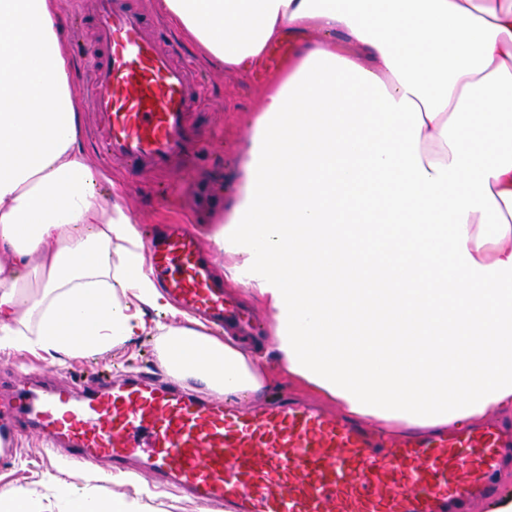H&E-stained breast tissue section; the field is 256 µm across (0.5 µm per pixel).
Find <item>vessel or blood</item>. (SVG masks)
I'll use <instances>...</instances> for the list:
<instances>
[{"label": "vessel or blood", "instance_id": "vessel-or-blood-1", "mask_svg": "<svg viewBox=\"0 0 512 512\" xmlns=\"http://www.w3.org/2000/svg\"><path fill=\"white\" fill-rule=\"evenodd\" d=\"M91 16L103 52L87 103L102 155L132 173L191 168L202 141L196 72L128 0H94ZM146 253L167 295L203 324L250 323L187 226L150 239ZM32 426L73 464L139 466L221 512H468L512 457L494 425L393 440L306 403L246 410L149 375L93 374L0 401V442Z\"/></svg>", "mask_w": 512, "mask_h": 512}]
</instances>
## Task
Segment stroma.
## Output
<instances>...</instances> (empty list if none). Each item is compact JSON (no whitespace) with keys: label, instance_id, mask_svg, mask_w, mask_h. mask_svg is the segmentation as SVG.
Returning a JSON list of instances; mask_svg holds the SVG:
<instances>
[{"label":"stroma","instance_id":"stroma-1","mask_svg":"<svg viewBox=\"0 0 512 512\" xmlns=\"http://www.w3.org/2000/svg\"><path fill=\"white\" fill-rule=\"evenodd\" d=\"M90 2L63 0L61 5L65 49L83 92L91 85L85 61L97 49L87 25ZM176 41L183 59L196 69L203 82L201 109L205 123L199 164L187 170L138 175L106 167L93 137V117L88 111L82 114L80 145L97 175L100 192L111 194L121 203L136 218L141 230L147 232L182 222L206 240L228 224L230 209L240 197L243 173L252 160L254 120L268 74L226 71L220 61L204 58L185 36H177ZM228 290L230 298L248 307L253 315L252 327L230 328V335L262 342L273 336L274 322L265 304L240 285L229 284ZM96 368L108 369L116 377L131 372L159 377L166 374L158 340L148 331L103 353L66 358L56 364L28 352H0V391L10 392L25 382L63 387L78 382ZM14 446L13 457L0 461V491L38 488L48 473L75 483L83 482L89 473L88 468L63 464L62 449H49L46 436L39 432H25ZM144 484L156 490L150 502L153 512H219L217 507L158 487L155 479L143 473L135 474L122 486L105 480L101 487L108 494L119 489L132 495Z\"/></svg>","mask_w":512,"mask_h":512}]
</instances>
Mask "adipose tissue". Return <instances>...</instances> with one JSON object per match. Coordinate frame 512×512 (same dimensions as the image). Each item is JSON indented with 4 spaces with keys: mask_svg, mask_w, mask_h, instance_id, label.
<instances>
[{
    "mask_svg": "<svg viewBox=\"0 0 512 512\" xmlns=\"http://www.w3.org/2000/svg\"><path fill=\"white\" fill-rule=\"evenodd\" d=\"M225 69L298 62L263 91L229 224L233 283L274 351L179 312L138 225L79 146L59 0H0V351L95 353L144 331L169 376L255 398L280 369L394 434L512 419V0H159ZM0 512H148L45 475Z\"/></svg>",
    "mask_w": 512,
    "mask_h": 512,
    "instance_id": "1",
    "label": "adipose tissue"
}]
</instances>
